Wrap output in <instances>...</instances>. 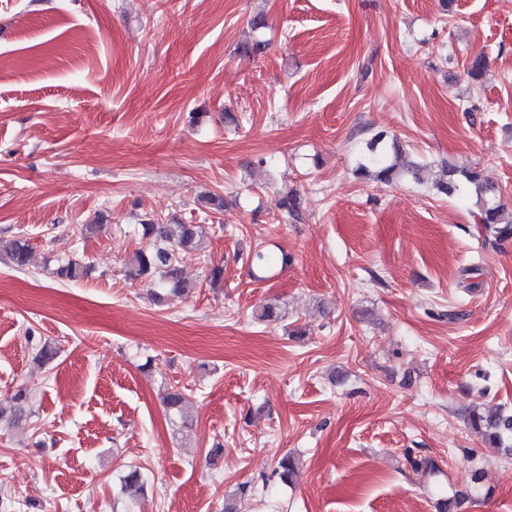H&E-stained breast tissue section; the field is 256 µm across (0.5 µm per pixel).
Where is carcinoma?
I'll return each mask as SVG.
<instances>
[{
  "mask_svg": "<svg viewBox=\"0 0 512 512\" xmlns=\"http://www.w3.org/2000/svg\"><path fill=\"white\" fill-rule=\"evenodd\" d=\"M385 136L377 133L367 143L365 162L357 168L360 175H373L384 182L395 176L406 174L414 179L420 178L421 167L403 159L402 152L394 149L389 152L384 145ZM448 179L437 184V189L448 196L460 190L459 178L475 186L476 211L474 221L479 236L486 244H494L512 236V217H505V208L501 203L498 188L480 179L474 171L457 172L455 169L446 171ZM276 206L285 216L295 217L300 210V195L295 189H287L278 193ZM142 238L147 245L139 248L129 259L128 276L140 279L153 288L156 300L162 301L165 296L179 297L185 294L189 285L182 275V263L188 253L199 252L206 247L207 232L202 224H186L181 221L164 223L148 218L141 223ZM30 259V246L23 238L0 236V260L17 269H24ZM90 266L78 259H67L57 262L52 274L66 281H77L88 277ZM163 403L169 414L181 419L187 417L188 401L179 390L168 389L163 395ZM471 429L482 435L492 447L505 449V454L512 456V446L505 444L512 439V415L502 411L487 413L472 410L468 416ZM297 467L289 456L278 462L275 475L281 483H293Z\"/></svg>",
  "mask_w": 512,
  "mask_h": 512,
  "instance_id": "carcinoma-1",
  "label": "carcinoma"
}]
</instances>
